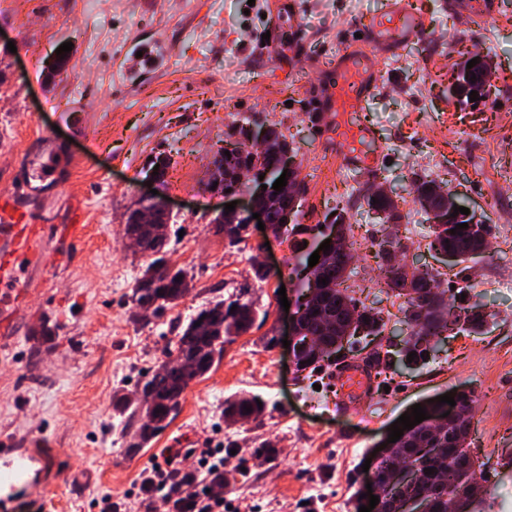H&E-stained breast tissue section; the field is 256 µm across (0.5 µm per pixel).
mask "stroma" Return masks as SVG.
I'll return each mask as SVG.
<instances>
[{
	"label": "stroma",
	"mask_w": 512,
	"mask_h": 512,
	"mask_svg": "<svg viewBox=\"0 0 512 512\" xmlns=\"http://www.w3.org/2000/svg\"><path fill=\"white\" fill-rule=\"evenodd\" d=\"M494 2L475 27L444 0H413L429 32L379 65L361 115L378 137L371 171L340 166L307 97L329 78L351 24L386 0H303L299 20L281 24L287 35L302 24L310 41L300 55L283 53L278 70L262 39L271 0H0V194L46 227L36 262L17 276L18 296L0 306V439L51 451L55 466L42 491L6 480L0 512H87L104 494L117 512H144L126 492L154 460L177 457L188 469V449L216 442L232 449L222 491L237 512H355L362 466L385 431L417 402L461 388L474 394L470 452L488 464L493 512H512V0ZM65 42L68 71L50 75ZM474 53L493 69L485 101L472 106L451 82ZM248 123L279 125L292 144L301 224L341 209L352 233L369 239L382 216L364 197L384 185L401 215L402 261L439 272L449 300L485 316L480 333H448L413 369H378L363 416L337 413L327 374L291 367L282 345L291 315L280 301H296L300 285L286 240L253 225L228 247L212 223L225 200L209 192L210 171L226 132ZM157 156L168 169L155 188L173 208L167 258L192 289L175 308L140 315L131 293L144 259L126 245L125 217ZM419 176L445 183L488 224L487 248L467 269L409 245L410 235L430 234L414 202ZM76 220L81 238L60 239L61 225ZM258 263L270 269L266 281L254 277ZM351 267V295L388 321L384 344L407 337L399 299L378 284L381 259L367 250ZM238 292L267 320L226 345L170 425L129 453L113 393L138 394L174 323ZM242 394L263 398L262 415L226 424L225 400ZM265 442L275 461L261 453Z\"/></svg>",
	"instance_id": "stroma-1"
}]
</instances>
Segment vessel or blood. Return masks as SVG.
Segmentation results:
<instances>
[{
  "label": "vessel or blood",
  "mask_w": 512,
  "mask_h": 512,
  "mask_svg": "<svg viewBox=\"0 0 512 512\" xmlns=\"http://www.w3.org/2000/svg\"><path fill=\"white\" fill-rule=\"evenodd\" d=\"M354 38L344 44L333 60L331 78L321 87L316 96L314 119L322 131L331 128L330 115L334 112L360 113L368 98L374 93L375 60L369 52L371 45L383 46L386 56H393L410 42L423 38L428 29L426 17L417 12L411 0H387L385 11L376 17L354 24ZM337 158L342 167L377 168L379 158L355 149L339 151ZM0 231L10 235L11 265L0 268V279L9 280L13 274V263L32 258V244L40 237L42 227L29 223L27 217L14 210L9 201L0 202ZM375 367L365 360L338 362L334 379L339 389L336 410L347 415L362 413L371 403L374 387ZM36 466L39 473H46L51 466V455L38 450L19 456L17 449L1 447L0 464L7 468L19 467L21 462Z\"/></svg>",
  "instance_id": "obj_1"
}]
</instances>
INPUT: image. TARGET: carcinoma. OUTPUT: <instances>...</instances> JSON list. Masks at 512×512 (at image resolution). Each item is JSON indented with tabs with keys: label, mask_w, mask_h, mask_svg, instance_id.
Here are the masks:
<instances>
[{
	"label": "carcinoma",
	"mask_w": 512,
	"mask_h": 512,
	"mask_svg": "<svg viewBox=\"0 0 512 512\" xmlns=\"http://www.w3.org/2000/svg\"><path fill=\"white\" fill-rule=\"evenodd\" d=\"M289 145L287 138L278 130L269 128L265 132L263 160H258L251 151L245 154L224 156V168L234 170L242 166L255 170L256 175L266 177L267 183H274L282 174L277 168L275 158L277 153ZM415 183L425 190V198H415L421 210L432 221L438 215L432 214L435 209L443 206L437 198L435 189L442 183L434 179H417ZM367 206L385 215L386 222L396 223L400 219L397 205L392 198H374L364 196ZM291 205V199L280 196L271 204L270 228L276 237H290L307 231L301 224L279 223L280 211ZM219 231L224 233V241L228 246L237 245L246 234L248 225L242 221L213 219ZM457 225H431V242L429 248L444 254L450 252L455 256L454 264L460 265L470 261L482 253L484 236L487 234L486 224H478V229L472 232L451 234L448 229ZM166 238H149L146 249L157 252L159 256L150 258L149 263L136 280L133 288V301L140 304L150 292V286L156 282L168 281L165 294L157 305L159 309L174 307L190 291V281L187 274L179 268L176 274L169 275L162 270L166 263ZM370 247L378 248V254L385 261L384 284L389 292L404 299V315L410 330V339L397 351L398 361L408 363V354H414V359L436 346L435 338L442 333L457 327L466 326L472 332L482 326V317L473 306L456 315L453 320L435 316L431 311H423L419 300L429 301L435 309H448V289L436 284V275L430 271L420 274L410 273L396 263V253L401 247L397 233L388 234L385 238L370 243ZM352 254L349 250L338 252L327 260H319L318 269L322 276L335 283L336 288L330 294L328 301L320 303L303 316V336L317 337V343L306 349L303 359L304 368H316L326 363L334 364L340 360L339 353L343 346L336 345L343 330L342 321L346 315V306L356 307L355 299L343 288V284L351 274ZM182 280H177V277ZM267 311L260 310L252 301L239 298L219 299L209 307L201 310L194 318L182 326H178L173 348L165 353V361L144 377L142 389L153 393L152 402L141 400L134 402L126 396L113 400V407L120 416L127 417L124 427L126 448L133 452L150 440L144 434V422L152 423V435L164 430L179 414L181 399L184 391L191 382L203 377L219 362L224 353V346L235 337L247 332L256 320H266ZM362 326L367 336L382 334L385 322L380 312L373 308H363ZM187 353L197 356L196 368L183 366L181 370H169L167 362H180ZM259 396L237 397L227 403L224 408L225 419L231 422L258 418L263 409L257 404ZM251 408L246 412L244 407ZM471 432V420L444 421L435 433L413 435L404 432L395 443V448L389 460L381 467L380 480L385 495L401 504L408 498L418 497L430 507V512H484L487 490L482 484V464L471 455L468 438ZM433 469L427 474V469Z\"/></svg>",
	"instance_id": "1"
}]
</instances>
